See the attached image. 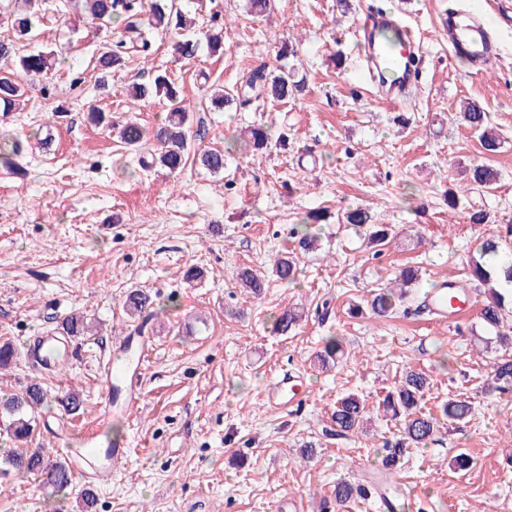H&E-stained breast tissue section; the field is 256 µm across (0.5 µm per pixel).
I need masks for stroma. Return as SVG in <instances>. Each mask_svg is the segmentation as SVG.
I'll return each mask as SVG.
<instances>
[{"mask_svg":"<svg viewBox=\"0 0 512 512\" xmlns=\"http://www.w3.org/2000/svg\"><path fill=\"white\" fill-rule=\"evenodd\" d=\"M41 0L39 43L58 54L45 89H31L17 111L0 116V131L24 145L13 167L0 166V342L29 345L74 312L98 321L93 336L73 340V354L48 371L29 358L0 370V397L30 380L50 395L77 392L72 415L42 410L31 447L51 453L62 435L84 437L104 406L113 431L133 443L110 483L97 486L98 512H323L337 480L379 483L376 450L401 435L380 399L409 368L431 380L424 407L467 397L471 419L444 425L428 447L403 457L391 480L412 512H512V395L488 394L494 353L479 318L485 292H474L454 322H437L414 298L388 320L354 315L353 304L385 286L399 270L417 271L424 287L466 282L480 240L512 222V42L494 67L474 73L448 54L441 21L450 6L478 13L490 31L512 30V0H382L413 24L427 57L420 88L399 108L383 104L358 81L352 31L372 0H276L265 17L247 0H221L228 25L224 56L179 60L175 36L155 38L149 58L131 56L100 84V45L122 29L96 31L84 16L58 12ZM300 40L294 63L306 92L288 102H253L232 112L207 111L206 85L245 83L250 72L276 67L284 39ZM168 70L193 113L197 143L230 151L223 175L193 165L179 174L139 169L135 153L110 130L87 119L94 104L114 124H159V98L134 102L127 85L149 68ZM479 100L502 141L484 153L476 134L459 125L462 100ZM62 116H54L56 106ZM256 124L287 130L251 164L241 160L240 133ZM480 159L498 174L490 192L462 195L448 208L445 190L456 167ZM368 209L392 225L394 243L374 253L364 232L342 219L344 209ZM489 221L472 224L470 208ZM323 210L317 242L300 250L292 229L308 211ZM298 256L299 287L269 280L260 298L236 283L239 269L268 272L283 256ZM202 270L191 282L189 268ZM139 288L165 306L147 324L122 308ZM305 310L295 333L273 330L289 304ZM342 338L346 356L327 371L311 367L325 337ZM133 340V364L143 389L123 414L100 378L116 338ZM302 390L288 405L268 402L277 375ZM358 394L371 413L366 432L326 435L337 398ZM313 444L312 462L300 460ZM468 452L477 464L453 470ZM82 483L63 496L31 476L0 470V512H79Z\"/></svg>","mask_w":512,"mask_h":512,"instance_id":"35a3bbf8","label":"stroma"}]
</instances>
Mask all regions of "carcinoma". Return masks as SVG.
I'll return each mask as SVG.
<instances>
[{"label": "carcinoma", "mask_w": 512, "mask_h": 512, "mask_svg": "<svg viewBox=\"0 0 512 512\" xmlns=\"http://www.w3.org/2000/svg\"><path fill=\"white\" fill-rule=\"evenodd\" d=\"M75 11L84 13L98 29L109 30L114 25L123 26L125 38L116 41L97 58V67L102 74H110L122 68L126 57L132 54L148 56L153 49L154 36L159 32H170L181 36L175 44L179 58L191 60L200 48H206L211 56L224 54V18L221 12L211 16L210 28L197 38L192 33V21L187 19L178 0H66ZM12 9H4L5 22L14 38L0 41V112H10L24 96L25 79L30 76L48 74L56 65L53 50L46 47L33 50L20 49L18 44L35 38L33 18L36 14V0H8ZM297 54L292 40L281 43L279 59L283 64L269 72L265 68L255 69L246 82L238 87H215L209 93L212 107L223 110L238 107L246 99H269L286 102L296 99L305 92V82L295 78L284 60ZM125 94L134 101H145L154 97L168 100L169 108L165 122L149 131L137 122L129 121L119 127L118 138L128 148L142 149L146 142H153L150 156L139 157L143 169L157 167L170 174L182 171L189 159L194 156L199 165L211 174L224 173L227 159L224 152L211 149H196L192 144L191 126L193 116L182 105L181 89L167 71L151 70L145 82L126 88ZM462 123L478 135L483 150L496 152L500 139L489 128L487 113L483 105L471 99L459 112ZM246 146L259 153L271 144V133L262 126H252L245 136ZM21 140L0 133V164L6 168L13 165L14 157L23 152ZM467 183L491 190L497 184L498 175L482 163H471L464 167ZM348 224L368 227L370 247L377 248L388 243L392 229L386 224L371 223V216L365 209H353L344 213ZM320 221L319 213L309 212L299 222V244L306 248L310 243L309 225ZM273 276L286 286L299 283V261L295 256L278 259L272 268ZM471 276L480 286L488 287V297L481 309V319L490 328L500 329L505 318L512 314L506 306V296L499 289L502 283H512V224H505L499 234L485 239L480 245L478 256L471 259ZM237 284L248 294L257 298L266 287L265 279L250 268H242L236 276ZM418 283V274L405 268L393 279V287L370 291L366 306L355 305L352 310L360 313L368 310L375 319L388 318L396 314L410 297L409 288ZM162 306H154L151 296L141 290H130L124 300V310L129 318L147 322L156 315ZM304 310L287 306L274 316L275 330L286 335L296 330L303 320ZM91 331L88 318L73 313L60 324L59 335L83 336ZM344 354L342 341L336 336L328 337L322 348L316 352L311 365L319 370H327ZM22 352L12 342L0 343V369L12 365ZM491 387L488 392L512 394V354L501 355L491 365ZM430 387V379L419 370L410 369L403 373L401 381L383 398L384 411L401 424V438L385 448L381 465L385 470L393 469L409 448L427 446L444 423H458L471 418V402L463 398H450L439 406V413L432 414L421 408L422 400ZM51 402L43 386L32 380L20 393H12L0 400V414L8 418L7 429L10 438L16 443L28 440L34 430L36 413ZM366 407L361 398L353 393L336 400L330 413L331 434L346 438L363 431L366 424ZM4 462L16 472L36 476L43 486L55 492H64L74 481L73 474L58 460H51L45 454L26 448H9L4 451ZM368 496L362 485L349 481L336 482L333 499L340 509L351 501L353 496Z\"/></svg>", "instance_id": "obj_1"}]
</instances>
